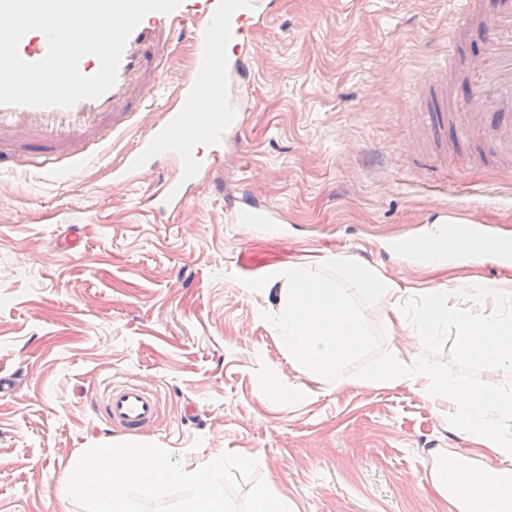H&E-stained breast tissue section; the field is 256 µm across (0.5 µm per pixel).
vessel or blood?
I'll use <instances>...</instances> for the list:
<instances>
[{
  "label": "vessel or blood",
  "mask_w": 512,
  "mask_h": 512,
  "mask_svg": "<svg viewBox=\"0 0 512 512\" xmlns=\"http://www.w3.org/2000/svg\"><path fill=\"white\" fill-rule=\"evenodd\" d=\"M199 20L187 9L147 13L130 34L119 63L116 82L95 99L71 107L0 104V164L22 154L44 161V172L59 177L90 161L111 137L125 133L131 119L143 111L163 82V69L175 40L185 38L195 47L192 69L182 83L180 109L161 114L150 124L122 165L113 172L115 183L135 180L143 171H156V189L147 200L150 212L164 215L185 209L201 179H209L224 211L238 224H279L281 209L256 200L248 190L224 191V173L207 166L201 146L222 143L229 133H242L243 118L227 94L229 82L250 81L253 57L241 47L246 27L266 23L272 0H206ZM463 23L449 34L450 42L481 34V49L463 62L437 65L431 89L440 102L428 112L418 130L444 136L458 133L490 135L500 157L512 158V9L488 14L486 0H462ZM49 44L42 31L27 32L18 46L28 63L42 60ZM470 234L497 242L498 262L512 265V234L488 224H471ZM417 235H395L387 242L408 266L424 258L417 251ZM113 425L126 430L152 426L159 398L136 382L113 385L104 397Z\"/></svg>",
  "instance_id": "vessel-or-blood-1"
}]
</instances>
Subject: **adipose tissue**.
Instances as JSON below:
<instances>
[{
	"label": "adipose tissue",
	"mask_w": 512,
	"mask_h": 512,
	"mask_svg": "<svg viewBox=\"0 0 512 512\" xmlns=\"http://www.w3.org/2000/svg\"><path fill=\"white\" fill-rule=\"evenodd\" d=\"M337 267L343 276L363 286L365 293L387 306L389 328L405 331L425 343L445 326H453L461 348L491 362L512 364V279L495 284L467 282L417 290L413 308H406L407 289L372 266L321 256L291 263L260 284L277 296L278 339L296 370L307 377L342 388L405 385L427 398L447 404L448 417L459 430L476 435L495 459L512 462V391L488 385L480 389L448 383L413 359L393 354L358 378L344 367L364 342V331L346 289L326 276ZM432 487L447 497L456 485L457 499H478L484 512H505L498 491L462 477L455 456L443 458L431 476Z\"/></svg>",
	"instance_id": "1"
}]
</instances>
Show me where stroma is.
<instances>
[{"instance_id": "1", "label": "stroma", "mask_w": 512, "mask_h": 512, "mask_svg": "<svg viewBox=\"0 0 512 512\" xmlns=\"http://www.w3.org/2000/svg\"><path fill=\"white\" fill-rule=\"evenodd\" d=\"M458 0H276L251 30L255 54L241 142L205 147L224 174L288 214L250 228L224 220L200 182L185 210L143 205L155 172H112L159 113L178 106L195 49L175 42L164 84L126 136L57 181L34 163L0 172V512H81L55 488L86 448L119 435L101 410L108 384L160 395L135 436L202 461L255 455L297 512H444L426 476L442 452L489 470L486 448L406 386L335 389L300 374L279 345L276 300L257 284L280 264L326 253L367 262L405 288L512 278L485 261L430 273L385 251L442 211L512 232V167L487 142L414 140V95L448 59ZM365 332L345 366L358 377L395 352L437 376L512 390V366L464 354L453 330L425 344L389 332L382 302L353 291ZM299 387L291 401L270 376Z\"/></svg>"}]
</instances>
